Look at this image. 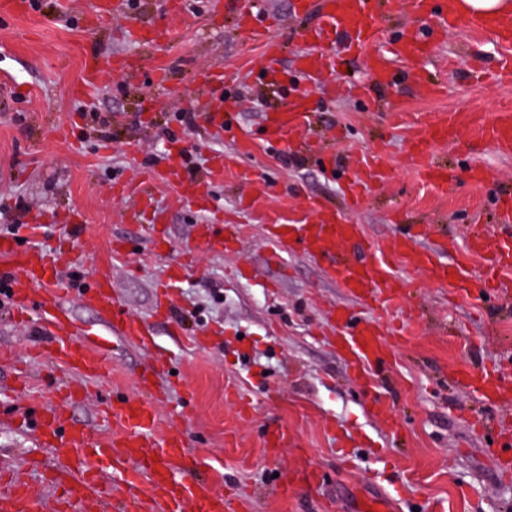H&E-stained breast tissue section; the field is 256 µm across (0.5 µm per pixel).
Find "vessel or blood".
<instances>
[{
    "label": "vessel or blood",
    "instance_id": "b4317fda",
    "mask_svg": "<svg viewBox=\"0 0 512 512\" xmlns=\"http://www.w3.org/2000/svg\"><path fill=\"white\" fill-rule=\"evenodd\" d=\"M227 8H242L247 18L245 32L263 38L269 63H276L281 53L279 40L270 36L269 21L241 0H225ZM396 0H294L296 12L311 15L315 24L305 33L316 50L297 57V70L328 74L325 51L334 36L347 39L351 48L366 50L376 44L386 29L385 19ZM415 20L402 28L389 51L366 58L367 76L375 87H388L395 81L392 60L413 66L422 56L430 55L438 32L450 28L480 30L505 40H512V16H463L454 11L452 0H414ZM130 39L139 47L152 49L171 41L170 31H156L130 26ZM308 95H300L287 109H274L265 119L264 137L279 148H291L306 118ZM419 131L406 152L407 163L427 182L447 189L451 178L433 158L435 145L446 143L454 129L465 130L472 145L480 150L512 153V104L500 106L493 118L473 112H451L441 119L424 117ZM227 161L217 156L203 182L189 180L182 160L173 158L163 169L146 173V182L129 190L130 214L145 218L152 198L146 183L165 182L185 186L192 197L202 196L203 183L224 178ZM389 173L379 166L375 154H365L347 182L352 204L367 199L371 188L388 180ZM313 218L305 224H273L270 242L277 253L300 248L322 262L330 279L368 308L367 314L336 308L332 314L339 324L336 346L351 370L362 379L387 363V340L380 323L387 307L398 300L404 287L402 278L391 267L393 257H400L407 269L428 268L438 273L454 293L465 296L474 279L468 256L481 260L483 274L480 291L500 302L512 300V288L503 279L512 271V235L488 244L481 235L467 242L466 257L442 262L436 252L419 247V226L400 225L388 246H380L363 236L360 225L344 223L336 212L322 204L311 203ZM0 257L21 260L25 275L14 280L11 301L18 316L29 312L34 287H41L43 304L39 327L53 342V352L60 366L86 378L101 375L112 359L116 344L134 343L150 347L149 322L128 315L112 294L107 277H98L82 294L84 304L92 306L109 329L105 339L83 343L69 342L73 320L64 303L68 284L54 265L38 252L24 249L15 237L0 239ZM457 385L477 389L491 403L512 405V378L496 370L481 373H454ZM112 437L99 438L70 419L63 407L35 405L32 413L22 415L20 427L32 430L48 447L64 480L48 477L54 490L51 505L32 493L26 481L0 470V512H103L115 493L124 496L125 512H238L231 500L218 493L212 483L196 479L187 460L182 433L171 429L158 433L152 407L134 400H122L112 408Z\"/></svg>",
    "mask_w": 512,
    "mask_h": 512
}]
</instances>
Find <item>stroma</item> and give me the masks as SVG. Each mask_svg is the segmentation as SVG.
I'll return each instance as SVG.
<instances>
[{"mask_svg":"<svg viewBox=\"0 0 512 512\" xmlns=\"http://www.w3.org/2000/svg\"><path fill=\"white\" fill-rule=\"evenodd\" d=\"M93 2L31 0L28 13L0 17V237L34 215L47 223L45 235L28 247L69 278L66 301L79 330L104 329L81 297L103 273L124 309L153 328V347L117 348L98 390L67 403L72 419L96 424L99 411L118 398L150 403L160 426L181 430L197 474L240 499L245 512H365L374 500L384 512H512V473L500 464L507 447L497 430L472 421L480 413L512 431V410L482 407L478 392L448 381L449 366L478 370L512 355V313L456 296L426 270H405L404 297L392 315L409 325L408 338L393 347L380 377L361 382L327 341L335 332L329 309L354 307V300L304 253L276 256L267 226L272 216L304 222L306 200L315 197L381 244L397 225L423 224L429 231L420 247L444 244L456 253L478 211L485 235L496 241L493 211L498 193H512V154L475 151L460 133L436 146L438 159L455 169L488 167L493 178L482 186L461 178L439 193L406 165L405 153L420 115L490 118L500 101L512 99V82L492 74L502 56H512V44L448 30L423 62L426 76L442 86L438 96L425 97L401 78L374 92L368 106L351 90L366 79L363 58L342 44L333 46L340 68L329 86L295 73L306 22L293 0H251L285 42L279 65L288 83L281 88L262 83L263 50L244 42L222 0H185L179 15L169 14L163 0H126V16L100 29ZM135 23L171 27L175 37L141 50L126 39ZM114 56L128 57L129 67L92 74L99 59ZM218 65L229 76L224 97L235 108L231 130L213 137L201 122L186 129L177 115L217 111L194 81ZM156 69L165 71L164 85H150ZM300 89L315 99L310 126L301 132L308 147L286 152L264 139L265 115L271 105L287 106ZM358 150L375 152L391 178L353 208L342 175L347 155ZM172 152L193 176L220 154L234 166L200 205L184 200L182 188L155 185L153 207L163 223L129 222V203L115 184L161 167ZM244 169L266 181L258 202L249 200L251 185L237 179ZM207 221L227 224L239 248L184 256L183 244ZM175 263L182 270L171 281ZM197 334L205 345L194 344ZM40 340L36 321L16 322L0 294V345L14 353L13 361H0V382H11L14 364H27ZM159 353L169 357L170 371L159 379L165 396L156 400L137 377ZM80 383L45 354L32 388H18L0 403V468L21 472L37 495H44L55 460L11 421L31 395L50 400L55 388ZM374 405L393 425L371 413ZM275 428L287 431L288 445L273 457L263 435ZM307 465L319 469L323 482L283 497L278 476Z\"/></svg>","mask_w":512,"mask_h":512,"instance_id":"obj_1","label":"stroma"}]
</instances>
